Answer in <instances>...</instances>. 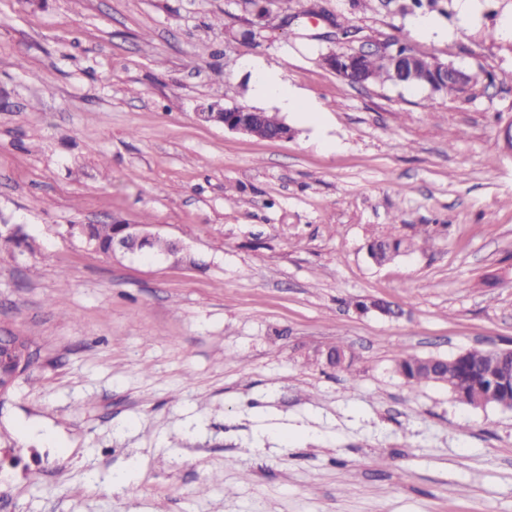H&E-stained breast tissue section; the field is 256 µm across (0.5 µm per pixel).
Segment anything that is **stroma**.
Listing matches in <instances>:
<instances>
[{
	"instance_id": "stroma-1",
	"label": "stroma",
	"mask_w": 512,
	"mask_h": 512,
	"mask_svg": "<svg viewBox=\"0 0 512 512\" xmlns=\"http://www.w3.org/2000/svg\"><path fill=\"white\" fill-rule=\"evenodd\" d=\"M270 0H0V334L36 361L0 396V512H512V411L407 383L406 349H512V0L413 15ZM475 79L358 85L334 22ZM315 99L291 139L200 121L267 112L240 63ZM147 222L180 257L105 256L70 224ZM428 241L378 266L389 232ZM400 306L387 318L353 304ZM338 342L349 371L308 361ZM129 482L114 488L117 473Z\"/></svg>"
}]
</instances>
